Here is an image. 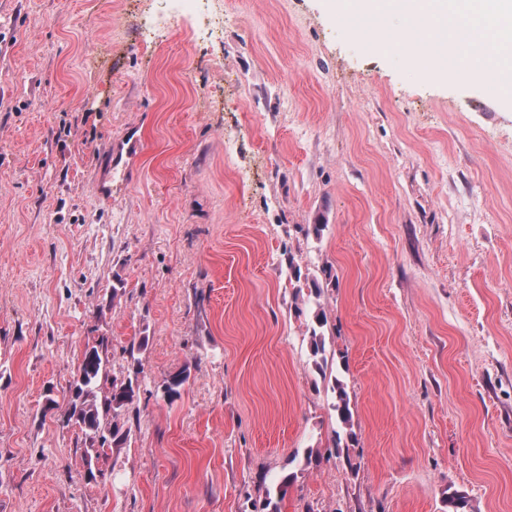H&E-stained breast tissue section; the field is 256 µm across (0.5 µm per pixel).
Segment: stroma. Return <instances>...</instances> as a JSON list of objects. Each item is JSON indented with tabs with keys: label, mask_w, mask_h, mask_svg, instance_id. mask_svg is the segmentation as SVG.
Returning <instances> with one entry per match:
<instances>
[{
	"label": "stroma",
	"mask_w": 512,
	"mask_h": 512,
	"mask_svg": "<svg viewBox=\"0 0 512 512\" xmlns=\"http://www.w3.org/2000/svg\"><path fill=\"white\" fill-rule=\"evenodd\" d=\"M190 24L0 0V512H262L287 475L281 512H512V100L368 48L331 0ZM290 259L331 268L319 298ZM142 336L129 441L89 458L74 374L107 338L109 392ZM314 318L316 326L310 328L309 350L316 369L322 373L327 366L325 336L321 330L324 326V316L317 313ZM332 403L331 407L339 422L345 427L350 426L352 420V412L350 409L349 395L346 386L340 379H334L331 386Z\"/></svg>",
	"instance_id": "stroma-1"
}]
</instances>
